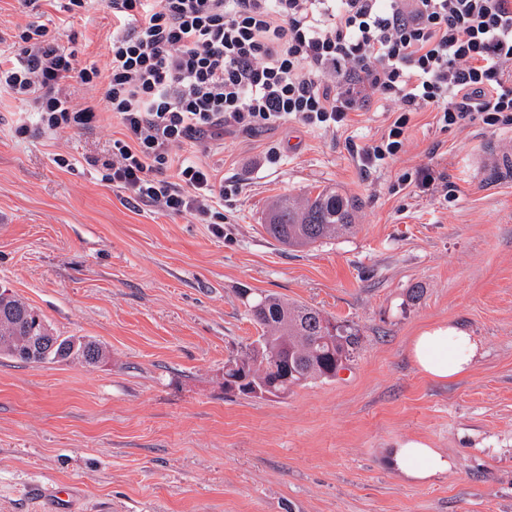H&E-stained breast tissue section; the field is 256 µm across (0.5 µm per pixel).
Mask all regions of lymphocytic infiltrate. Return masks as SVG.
Listing matches in <instances>:
<instances>
[{
  "label": "lymphocytic infiltrate",
  "instance_id": "obj_1",
  "mask_svg": "<svg viewBox=\"0 0 512 512\" xmlns=\"http://www.w3.org/2000/svg\"><path fill=\"white\" fill-rule=\"evenodd\" d=\"M101 3L114 20L102 68L49 41L40 0H23V48L0 67V90L30 112L21 136L33 125L93 130L103 100L123 129L107 180L171 215L223 223L235 186L179 152L229 132L292 121L333 133L375 105L392 116L358 153L375 171L398 158L418 112L444 128L477 116L512 127V0H67L65 9Z\"/></svg>",
  "mask_w": 512,
  "mask_h": 512
}]
</instances>
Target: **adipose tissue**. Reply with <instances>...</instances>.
Wrapping results in <instances>:
<instances>
[{"label":"adipose tissue","mask_w":512,"mask_h":512,"mask_svg":"<svg viewBox=\"0 0 512 512\" xmlns=\"http://www.w3.org/2000/svg\"><path fill=\"white\" fill-rule=\"evenodd\" d=\"M477 345L464 329L438 324L415 336L410 354L428 378L448 381L467 374L474 363ZM394 468L406 478L426 482L451 466L446 455L421 440H408L392 454Z\"/></svg>","instance_id":"1"}]
</instances>
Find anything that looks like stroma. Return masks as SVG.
<instances>
[{
    "label": "stroma",
    "instance_id": "1",
    "mask_svg": "<svg viewBox=\"0 0 512 512\" xmlns=\"http://www.w3.org/2000/svg\"><path fill=\"white\" fill-rule=\"evenodd\" d=\"M42 9L51 39L105 66L107 8ZM21 110L0 92V289L106 356L0 357V512H512V185L470 167L497 130L421 112L399 158L371 172L355 153L387 125L373 109L333 133L225 134L209 161L238 191L215 225L134 205L106 180L122 133L111 114L90 133L21 137ZM423 166L452 199L404 184ZM324 186L361 200L353 233L291 250L264 232L273 197ZM270 292L353 325L360 349L286 396L228 393L225 362L260 334L248 305ZM433 324L474 336L465 376L416 368L411 338ZM410 438L448 472H396L391 450Z\"/></svg>",
    "mask_w": 512,
    "mask_h": 512
}]
</instances>
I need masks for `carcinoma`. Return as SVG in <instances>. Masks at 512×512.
<instances>
[{"label":"carcinoma","instance_id":"cac0c4a2","mask_svg":"<svg viewBox=\"0 0 512 512\" xmlns=\"http://www.w3.org/2000/svg\"><path fill=\"white\" fill-rule=\"evenodd\" d=\"M360 203L335 187L302 198L276 197L268 207L264 228L288 248H307L351 231ZM249 314L259 325L257 345L229 361L247 378L242 393L257 396L266 391L278 397L294 386L331 380L354 357L360 342L358 331L348 324L328 330L329 318L321 311L290 303L268 293L249 304ZM43 319L26 302L13 296L0 298V341L7 336H38ZM0 356L23 362L80 359L95 364L104 356L102 347L83 337L65 336L51 350L33 344L24 350L0 346Z\"/></svg>","mask_w":512,"mask_h":512}]
</instances>
